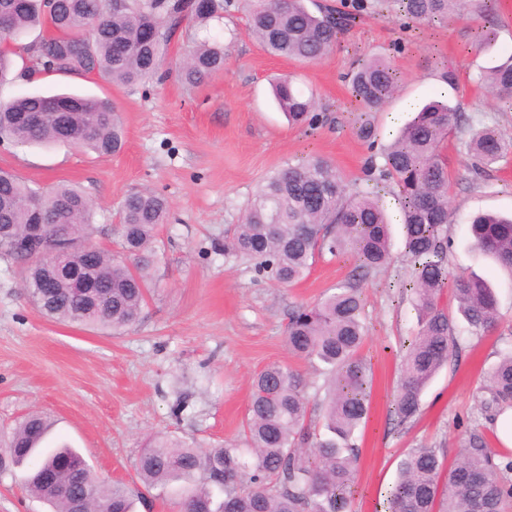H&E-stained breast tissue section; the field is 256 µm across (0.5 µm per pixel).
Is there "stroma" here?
Masks as SVG:
<instances>
[{"instance_id": "35a3bbf8", "label": "stroma", "mask_w": 512, "mask_h": 512, "mask_svg": "<svg viewBox=\"0 0 512 512\" xmlns=\"http://www.w3.org/2000/svg\"><path fill=\"white\" fill-rule=\"evenodd\" d=\"M498 13L497 40L480 52L472 47L481 23L474 14L409 29L396 18L365 17L321 61L300 63L267 54L245 13L233 9L208 25L210 36L231 46L224 69L196 87L176 75L198 33L193 25L171 44L157 74L133 86L76 73L40 81L13 74L0 83L2 101L73 92L115 105L125 130V146L116 155L100 157L65 143H0V168L41 191L74 185L91 200L95 243L117 250L115 228L128 193L148 187L169 202L151 244L147 303L119 336L46 318L23 287L22 264L0 257V438L27 414L44 412L55 422L52 440L69 442L98 475L139 492L136 512H176L161 490L138 479L135 464L147 436L166 432L205 446L241 439L252 377L273 363L323 384L324 375L289 353L288 317L296 306L333 292L353 269L348 257L325 253L302 281L280 287L252 261L225 255V231L239 222L257 186L286 164L319 157L336 166L350 188H372L373 166L382 165L384 148L413 108L442 95L465 117L443 149L452 182L448 266L490 280L500 318L482 335L458 323V359L424 390L419 416L398 425L399 348L418 324L410 297L399 288L410 266L397 189L387 187L382 202L391 223L392 262L362 285L368 327L362 354L372 383L368 418L357 434L351 512H386L397 466L409 449L436 448L451 462L478 430L491 454L503 451L500 413L484 407L483 375L512 349V277L472 249L469 222L479 212L512 213V153L478 176L464 147L469 128L483 125L498 126L512 139V112L477 82L483 70L512 56V0H498ZM371 54L390 61L401 86L376 112L377 137L370 144L353 132L358 107L348 75ZM449 70L457 88L443 79ZM283 76L314 93L311 122L289 124L278 108L271 83ZM24 474L19 468L0 475V512H48L26 491Z\"/></svg>"}]
</instances>
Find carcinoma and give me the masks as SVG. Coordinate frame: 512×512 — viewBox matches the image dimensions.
<instances>
[{
  "label": "carcinoma",
  "mask_w": 512,
  "mask_h": 512,
  "mask_svg": "<svg viewBox=\"0 0 512 512\" xmlns=\"http://www.w3.org/2000/svg\"><path fill=\"white\" fill-rule=\"evenodd\" d=\"M252 35L270 55L298 62L316 61L336 44L339 31L363 13H395L405 24L445 20L472 8L484 19L476 45L495 42L497 0H343L336 8L313 13L303 0H245ZM231 0H0V23L13 33L0 46V82L18 57L45 73H80L129 86L152 75L183 22L206 24L223 17ZM38 35L26 42L32 31ZM228 48L216 40L192 47L178 67L191 86L224 70ZM512 111V56L479 77ZM391 64L373 57L354 72L350 93L361 108L357 135L369 141V113L396 93ZM274 95L288 118L299 123L315 101L285 78ZM463 122L459 109L441 100L425 104L383 154L376 184L392 183L404 214L405 255L410 294L420 329L402 345V378L395 398L398 424L420 413L424 388L459 353L454 319L444 296L456 302L469 330L483 334L497 323V300L481 276L448 271V205L451 180L442 159L448 133ZM98 155L124 145L118 112L108 100L75 94H27L0 101V141L17 145L53 144L61 138ZM475 168L496 163L512 152V141L495 126L472 130L465 142ZM168 202L144 189L125 196L116 231L121 255L99 248L96 262L85 263L83 243L97 232L93 207L83 192L60 186L49 193L32 188L0 169V251L27 225L42 224L47 238L66 234L75 241L69 264L91 269L93 295L59 281L47 288L45 268L24 257L26 291L48 318L112 330L133 324L146 303L152 264L149 248L165 222ZM471 245L512 274V216L481 214L469 225ZM224 252L254 262L280 287L302 280L316 256L348 255L354 268L336 291L310 305H299L288 319L290 352L327 367L323 386L309 393L302 375L271 364L253 381L250 405L239 444L213 448L159 434L136 463L141 482L160 486L183 512H349L359 448L354 434L368 414L370 368L360 356L366 337L361 283L391 261L388 224L379 191L351 192L328 161L287 164L270 176L248 201L242 222L224 238ZM487 407L512 406V350L484 377ZM52 428L44 415L20 421L0 453V471L27 467V491L51 508L74 512L89 499V512H133L128 488L100 476H88L81 454L62 445L41 448ZM512 459L496 464L483 436L469 435L449 464L434 448H412L400 463L390 490V512H505L512 500L506 474Z\"/></svg>",
  "instance_id": "carcinoma-1"
}]
</instances>
